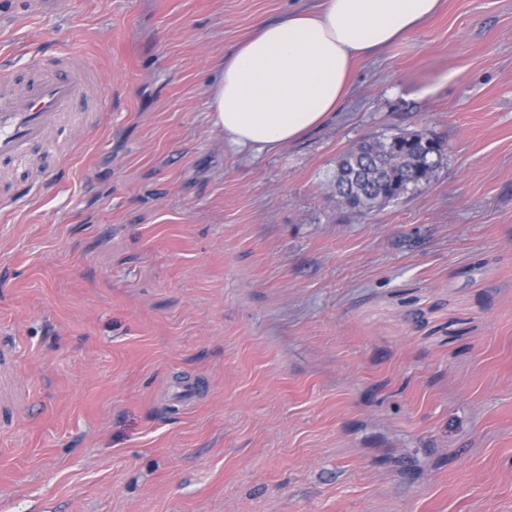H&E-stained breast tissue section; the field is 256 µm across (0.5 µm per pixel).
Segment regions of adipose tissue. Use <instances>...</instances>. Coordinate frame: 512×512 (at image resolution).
Returning <instances> with one entry per match:
<instances>
[{"label":"adipose tissue","instance_id":"1","mask_svg":"<svg viewBox=\"0 0 512 512\" xmlns=\"http://www.w3.org/2000/svg\"><path fill=\"white\" fill-rule=\"evenodd\" d=\"M439 0H319L261 22L208 89L214 127L240 149L273 152L319 128L352 88V64L431 17Z\"/></svg>","mask_w":512,"mask_h":512}]
</instances>
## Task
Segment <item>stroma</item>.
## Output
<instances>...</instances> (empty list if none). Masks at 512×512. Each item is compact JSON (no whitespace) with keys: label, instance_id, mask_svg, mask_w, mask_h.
Returning a JSON list of instances; mask_svg holds the SVG:
<instances>
[{"label":"stroma","instance_id":"stroma-1","mask_svg":"<svg viewBox=\"0 0 512 512\" xmlns=\"http://www.w3.org/2000/svg\"><path fill=\"white\" fill-rule=\"evenodd\" d=\"M312 4L0 0L15 82L74 47L112 98L0 182V512H512V0H440L321 128L232 149L220 60ZM420 130L428 184L337 202L341 154Z\"/></svg>","mask_w":512,"mask_h":512}]
</instances>
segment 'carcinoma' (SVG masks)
Here are the masks:
<instances>
[{"label":"carcinoma","mask_w":512,"mask_h":512,"mask_svg":"<svg viewBox=\"0 0 512 512\" xmlns=\"http://www.w3.org/2000/svg\"><path fill=\"white\" fill-rule=\"evenodd\" d=\"M387 139H376L363 143L342 155L338 162L336 181H342L348 172L362 170L367 184L341 201L345 207L359 213H369L409 188L419 187L409 183L412 171L422 169L425 180L442 158V145L436 144L431 150L416 134H397L392 148L386 147Z\"/></svg>","instance_id":"carcinoma-1"}]
</instances>
